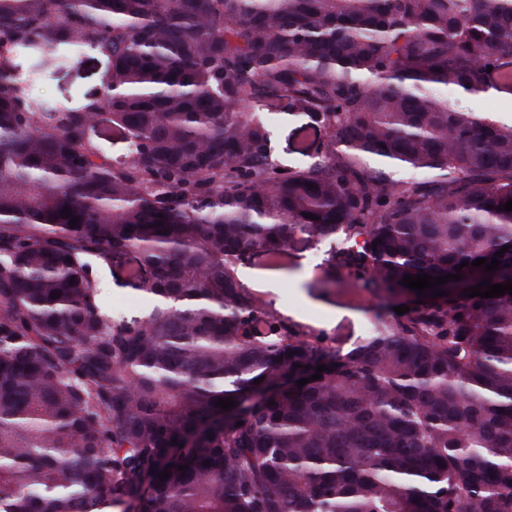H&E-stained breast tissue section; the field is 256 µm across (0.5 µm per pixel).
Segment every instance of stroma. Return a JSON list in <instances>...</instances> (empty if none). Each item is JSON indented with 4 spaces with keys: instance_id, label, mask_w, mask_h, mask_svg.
<instances>
[{
    "instance_id": "1",
    "label": "stroma",
    "mask_w": 512,
    "mask_h": 512,
    "mask_svg": "<svg viewBox=\"0 0 512 512\" xmlns=\"http://www.w3.org/2000/svg\"><path fill=\"white\" fill-rule=\"evenodd\" d=\"M34 63L27 55L16 59L18 72L31 76L30 93L36 99L75 108L103 93L107 61L95 51H80L63 65L40 72ZM335 250L334 241L316 243L296 235L280 268L253 266L255 281L247 290L278 318L311 328L327 344L344 350L379 320L392 319L396 307L411 306L412 299L375 292L352 279L322 286V270Z\"/></svg>"
}]
</instances>
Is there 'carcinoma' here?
I'll use <instances>...</instances> for the list:
<instances>
[{
  "instance_id": "1",
  "label": "carcinoma",
  "mask_w": 512,
  "mask_h": 512,
  "mask_svg": "<svg viewBox=\"0 0 512 512\" xmlns=\"http://www.w3.org/2000/svg\"><path fill=\"white\" fill-rule=\"evenodd\" d=\"M85 48L99 101L14 74ZM438 87L512 95V0H0V512H512V295L401 284L512 279V123ZM285 110L322 132L300 166ZM297 233L349 243L325 280L417 303L308 338L238 276ZM109 118L108 114H102L99 117L98 127L96 128L100 135L98 141L104 151L113 158L124 156L127 152L126 143L120 139L112 138V124ZM306 118L302 116H288L285 119H282L280 123L275 128V139L277 142L278 148V157L281 160L287 161L289 163H299L305 158L297 155V154H287L286 146L288 144L292 145L294 138L290 139V142H287L289 135L293 132V129L299 127L300 125L306 123ZM144 307L142 301L130 289L117 287L112 282V309L133 314Z\"/></svg>"
}]
</instances>
